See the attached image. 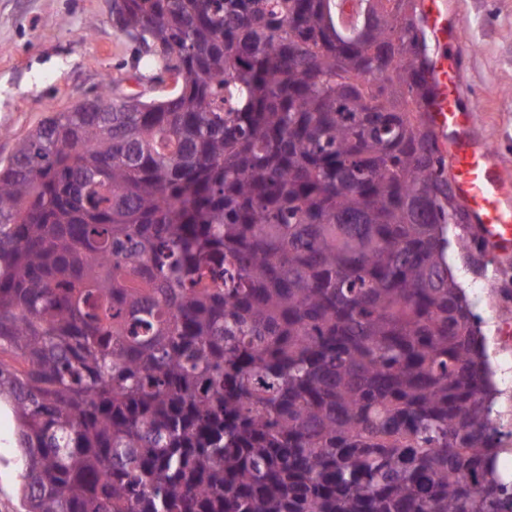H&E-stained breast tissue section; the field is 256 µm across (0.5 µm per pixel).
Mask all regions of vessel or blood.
Wrapping results in <instances>:
<instances>
[{
    "instance_id": "b4317fda",
    "label": "vessel or blood",
    "mask_w": 512,
    "mask_h": 512,
    "mask_svg": "<svg viewBox=\"0 0 512 512\" xmlns=\"http://www.w3.org/2000/svg\"><path fill=\"white\" fill-rule=\"evenodd\" d=\"M423 24L435 47L433 95L425 114L448 156L454 192L483 239L500 253L512 251V181L492 149L476 136L475 108L459 87L462 20L449 0H421Z\"/></svg>"
}]
</instances>
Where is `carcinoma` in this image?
Returning <instances> with one entry per match:
<instances>
[{"label": "carcinoma", "mask_w": 512, "mask_h": 512, "mask_svg": "<svg viewBox=\"0 0 512 512\" xmlns=\"http://www.w3.org/2000/svg\"><path fill=\"white\" fill-rule=\"evenodd\" d=\"M112 0L104 83L0 164L24 512H512L416 0Z\"/></svg>", "instance_id": "cac0c4a2"}]
</instances>
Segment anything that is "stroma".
<instances>
[{
  "label": "stroma",
  "mask_w": 512,
  "mask_h": 512,
  "mask_svg": "<svg viewBox=\"0 0 512 512\" xmlns=\"http://www.w3.org/2000/svg\"><path fill=\"white\" fill-rule=\"evenodd\" d=\"M464 20L460 87L476 108L475 133L512 179V0H452ZM112 0H0V162L43 120L94 98L104 79L124 95L147 92L136 46L112 26ZM482 270L494 288L473 297L512 430V253L489 251ZM19 450L10 412L0 408V512H21Z\"/></svg>",
  "instance_id": "stroma-1"
}]
</instances>
